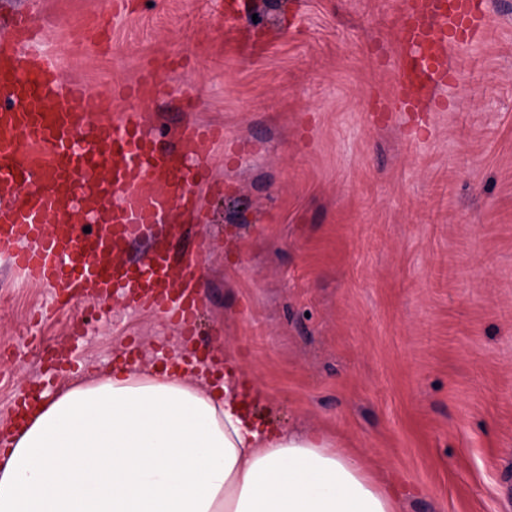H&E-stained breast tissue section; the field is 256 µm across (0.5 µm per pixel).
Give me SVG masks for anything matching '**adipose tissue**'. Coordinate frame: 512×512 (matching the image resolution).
Instances as JSON below:
<instances>
[{"instance_id": "adipose-tissue-1", "label": "adipose tissue", "mask_w": 512, "mask_h": 512, "mask_svg": "<svg viewBox=\"0 0 512 512\" xmlns=\"http://www.w3.org/2000/svg\"><path fill=\"white\" fill-rule=\"evenodd\" d=\"M238 356L220 388L131 366L43 395L0 449V512H401L317 430L254 422Z\"/></svg>"}]
</instances>
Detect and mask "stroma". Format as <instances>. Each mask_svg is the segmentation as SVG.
Here are the masks:
<instances>
[{
	"instance_id": "1",
	"label": "stroma",
	"mask_w": 512,
	"mask_h": 512,
	"mask_svg": "<svg viewBox=\"0 0 512 512\" xmlns=\"http://www.w3.org/2000/svg\"><path fill=\"white\" fill-rule=\"evenodd\" d=\"M0 0L21 11L64 78L111 96L147 68L164 97L113 98L169 143L217 125L199 251L200 344L233 349L267 390L255 420L315 428L403 512H512V0L451 46L458 75L436 110L395 106L405 0ZM20 45V52H30ZM45 288L0 258V427L48 352L106 373L162 365L178 334L118 297L32 314ZM86 338L71 348L74 324Z\"/></svg>"
}]
</instances>
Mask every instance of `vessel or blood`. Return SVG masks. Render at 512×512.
<instances>
[{
  "instance_id": "b4317fda",
  "label": "vessel or blood",
  "mask_w": 512,
  "mask_h": 512,
  "mask_svg": "<svg viewBox=\"0 0 512 512\" xmlns=\"http://www.w3.org/2000/svg\"><path fill=\"white\" fill-rule=\"evenodd\" d=\"M485 0H413L403 16L401 41L414 48L398 68L403 102L436 101L455 73L439 49L471 37ZM26 14L16 16L10 41L0 43V256L67 305L88 294L120 295L163 314L185 340L195 335L200 305L199 260L174 253L182 231L173 212L194 214V189L210 175L206 142L222 130L185 126L173 149L145 137L138 115L108 126L94 122L111 102L60 78L57 62L23 54L18 44L38 40ZM119 96L151 101L164 93L155 71L120 86ZM91 232H76V220ZM155 236L150 254L132 263L125 246Z\"/></svg>"
}]
</instances>
